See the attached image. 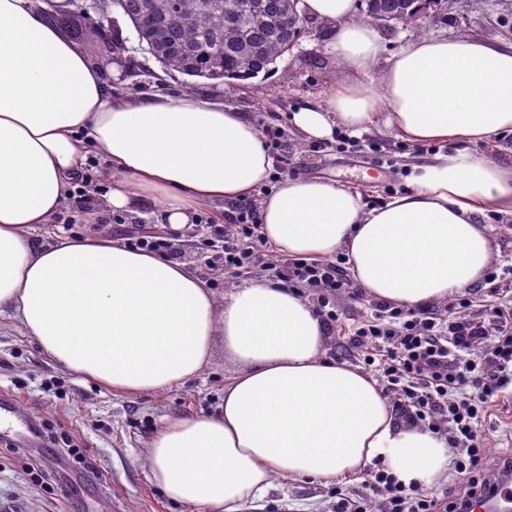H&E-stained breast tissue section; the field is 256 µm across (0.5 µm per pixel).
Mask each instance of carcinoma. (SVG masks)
<instances>
[{"label":"carcinoma","instance_id":"cac0c4a2","mask_svg":"<svg viewBox=\"0 0 512 512\" xmlns=\"http://www.w3.org/2000/svg\"><path fill=\"white\" fill-rule=\"evenodd\" d=\"M123 15L137 33L135 51L163 67L207 79L248 80L273 64L297 41L300 30L284 26L294 0H121ZM417 0H363L361 18L378 23L394 17L400 24L420 20ZM114 0L79 4L85 23L72 27L68 16L55 20L76 41L96 44L99 53L113 50L100 26Z\"/></svg>","mask_w":512,"mask_h":512}]
</instances>
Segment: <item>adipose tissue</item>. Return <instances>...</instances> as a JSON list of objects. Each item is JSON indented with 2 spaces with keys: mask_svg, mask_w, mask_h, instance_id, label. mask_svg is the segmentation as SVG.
<instances>
[{
  "mask_svg": "<svg viewBox=\"0 0 512 512\" xmlns=\"http://www.w3.org/2000/svg\"><path fill=\"white\" fill-rule=\"evenodd\" d=\"M64 0H0V316L59 367L138 395L196 379L216 337L235 370L216 413L156 430L148 477L192 512H239L277 479L325 482L381 462L406 486L447 470L446 437L398 422L377 382L326 359L316 308L255 278L216 298L182 263L119 242L34 234L54 223L95 148L124 212L157 198L179 231L197 208L252 197L269 180L266 137L240 113L193 94H113L103 71L47 17ZM329 24V53L365 71L383 50L358 0H299ZM384 120L413 144L455 143L416 165L411 187L372 206L356 187L286 178L262 200L260 232L285 257L345 253L354 285L404 308L471 287L495 258L483 223L512 215V167L491 146L512 135V45L471 34L412 42L379 81L335 85L292 114L315 139Z\"/></svg>",
  "mask_w": 512,
  "mask_h": 512,
  "instance_id": "ef3b65f1",
  "label": "adipose tissue"
}]
</instances>
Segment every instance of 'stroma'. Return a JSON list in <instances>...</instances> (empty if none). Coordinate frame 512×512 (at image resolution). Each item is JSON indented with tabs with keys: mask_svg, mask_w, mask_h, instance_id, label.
<instances>
[{
	"mask_svg": "<svg viewBox=\"0 0 512 512\" xmlns=\"http://www.w3.org/2000/svg\"><path fill=\"white\" fill-rule=\"evenodd\" d=\"M476 33L501 44L512 43V0H449L430 9L414 25L397 24L382 29L385 49L365 72L346 68L325 48V32L316 22H307L296 45L278 58L271 71L245 81L190 79L161 67L150 56H139L140 70L129 73L125 59L106 64L115 93L151 96L186 93L224 104L240 112L258 127H280L288 144L287 156H275L272 178L315 175L364 189L376 205L408 189L413 165L442 152L455 151V144L414 147L396 138L384 122H377L361 137L351 139L342 151L322 152L317 142L305 139L293 126L291 115L308 105H325L332 87L341 81L379 79L392 55L423 38L455 37ZM371 142L387 144L391 153L379 158L369 152ZM73 204H66L55 223L41 226L37 243L52 235L122 239L137 232L161 231L162 203L147 200L134 213H111L103 220L94 215L70 223ZM496 250L494 260L504 273L500 292H489L485 282L470 289L475 309L512 305V217L499 216L485 224ZM178 262L198 274L216 296H223L224 269L211 263L213 254L198 227L183 230L174 245ZM372 300L362 292L336 294L330 305L341 316V325L328 333V358L354 367L363 359L345 346V328L370 313ZM233 366L224 359V341L216 339L212 358L194 381L160 393L126 395L112 392L93 380L58 367L17 324L0 318V399L12 403L27 417L46 421L54 432L72 438L74 445L105 472L103 484L81 479L74 463H53L52 485L31 481L26 459L0 448V512H190L169 502L148 479V443L168 418L216 411L224 397V379ZM63 383L67 395L45 396L42 379ZM364 475L339 477L325 483L311 477L284 480L260 501L244 504L241 512H333L338 494L356 498L365 494Z\"/></svg>",
	"mask_w": 512,
	"mask_h": 512,
	"instance_id": "stroma-1",
	"label": "stroma"
}]
</instances>
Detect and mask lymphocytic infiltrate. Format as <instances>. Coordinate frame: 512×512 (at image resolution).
<instances>
[{
	"mask_svg": "<svg viewBox=\"0 0 512 512\" xmlns=\"http://www.w3.org/2000/svg\"><path fill=\"white\" fill-rule=\"evenodd\" d=\"M259 229L256 211L246 206L231 223L215 226L225 277L260 267L324 295L352 290L345 257L271 263L261 249ZM471 305L470 297L453 299L443 320L376 301L371 316L348 336L349 345L374 368L397 418L447 436L463 483L437 497L403 486L378 465L365 481L368 496L340 497L336 512H368L371 496L379 499L381 512H466L473 494L489 487L488 473L512 472V454L491 456L484 429L494 403L512 386V311L499 309L483 319L471 314Z\"/></svg>",
	"mask_w": 512,
	"mask_h": 512,
	"instance_id": "obj_1",
	"label": "lymphocytic infiltrate"
}]
</instances>
